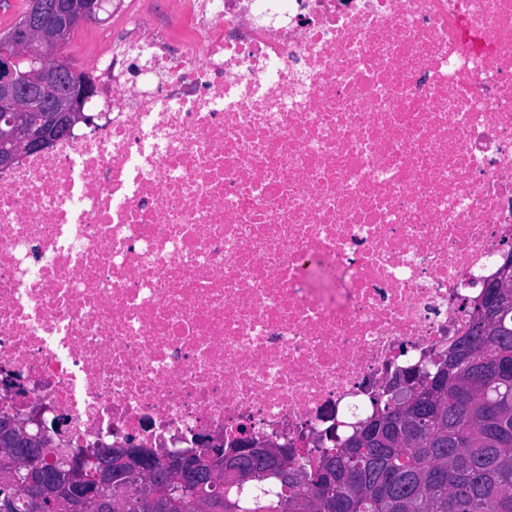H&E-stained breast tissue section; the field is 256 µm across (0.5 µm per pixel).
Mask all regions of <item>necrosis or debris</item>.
I'll use <instances>...</instances> for the list:
<instances>
[{"label": "necrosis or debris", "instance_id": "4bbe7bcc", "mask_svg": "<svg viewBox=\"0 0 512 512\" xmlns=\"http://www.w3.org/2000/svg\"><path fill=\"white\" fill-rule=\"evenodd\" d=\"M176 4L90 61L95 135L0 170V411L300 456L464 336L512 245V0Z\"/></svg>", "mask_w": 512, "mask_h": 512}]
</instances>
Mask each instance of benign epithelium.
Wrapping results in <instances>:
<instances>
[{
  "label": "benign epithelium",
  "mask_w": 512,
  "mask_h": 512,
  "mask_svg": "<svg viewBox=\"0 0 512 512\" xmlns=\"http://www.w3.org/2000/svg\"><path fill=\"white\" fill-rule=\"evenodd\" d=\"M112 0H32L30 10L8 36L0 39V167L10 168L29 153L50 150L73 125L81 120L97 127L94 117L83 115L85 104L98 93L97 80L90 74L61 62L44 50L41 32L46 27L65 31L98 20ZM39 120L29 121V113ZM0 472L16 477L12 484L23 493L30 512H43L55 491L47 473L36 463L53 449L54 456L71 471V490L63 503L64 512H83L85 503L97 502L98 512H122L127 502L139 500L145 512H184V503L174 498L146 494L130 483L122 471L159 477L170 467H179L192 482H211L224 489L260 482L270 475L288 483L300 465L271 438L260 439L250 427L238 432L236 447H224L214 437L203 442L204 456L169 457L143 447L134 438H125L112 454L120 455L123 470H114L97 452L73 451L64 424L46 426L43 411L33 410L20 419L0 417ZM263 456L265 470L242 465L241 449Z\"/></svg>",
  "instance_id": "obj_1"
}]
</instances>
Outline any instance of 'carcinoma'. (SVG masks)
<instances>
[{"mask_svg":"<svg viewBox=\"0 0 512 512\" xmlns=\"http://www.w3.org/2000/svg\"><path fill=\"white\" fill-rule=\"evenodd\" d=\"M490 284L470 312L465 336L420 375L413 405L388 408L386 444L342 437L316 462L301 460L284 491L268 478L232 489L243 512H297L315 492L319 472L336 473L333 496H316L310 512H512V287L494 302Z\"/></svg>","mask_w":512,"mask_h":512,"instance_id":"cac0c4a2","label":"carcinoma"}]
</instances>
